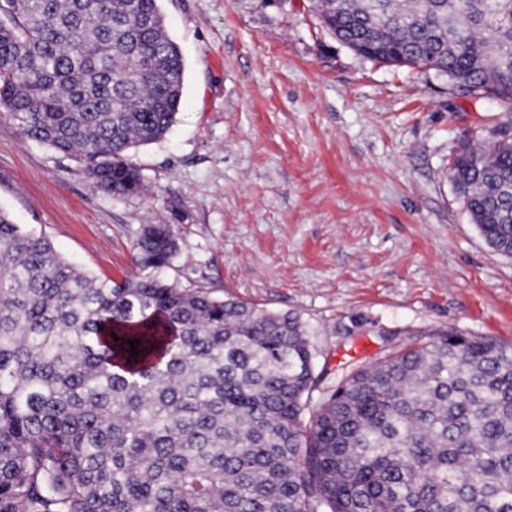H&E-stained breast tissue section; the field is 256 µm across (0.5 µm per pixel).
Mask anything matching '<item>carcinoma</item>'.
<instances>
[{
	"instance_id": "obj_1",
	"label": "carcinoma",
	"mask_w": 512,
	"mask_h": 512,
	"mask_svg": "<svg viewBox=\"0 0 512 512\" xmlns=\"http://www.w3.org/2000/svg\"><path fill=\"white\" fill-rule=\"evenodd\" d=\"M316 6L357 54L512 104V0ZM184 72L158 0H0V107L104 194L143 190L131 155L173 126ZM493 135L450 176L512 259V120ZM177 254L145 224L137 276L99 281L0 210V512H512V348L451 328L306 424L300 318L159 278Z\"/></svg>"
}]
</instances>
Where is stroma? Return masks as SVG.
<instances>
[{
	"label": "stroma",
	"instance_id": "obj_1",
	"mask_svg": "<svg viewBox=\"0 0 512 512\" xmlns=\"http://www.w3.org/2000/svg\"><path fill=\"white\" fill-rule=\"evenodd\" d=\"M159 7L185 78L170 132L133 157L146 192H97L0 111L1 210L115 282L136 273L141 225H171L167 281L300 317L307 420L352 371L448 329L512 347V259L486 244L448 168L512 106L357 55L313 0Z\"/></svg>",
	"mask_w": 512,
	"mask_h": 512
}]
</instances>
